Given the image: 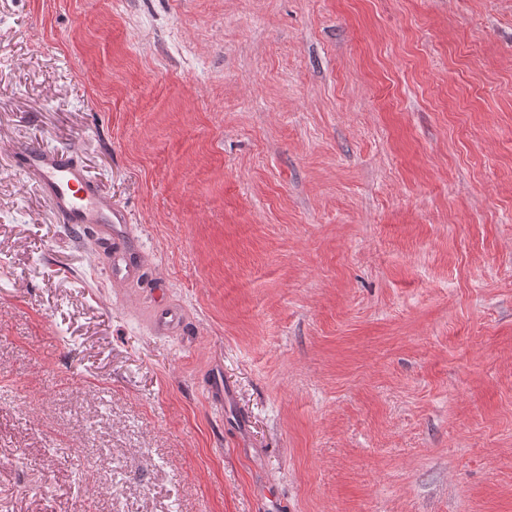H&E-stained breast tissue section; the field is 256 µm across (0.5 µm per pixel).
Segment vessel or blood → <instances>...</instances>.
<instances>
[{"instance_id": "obj_1", "label": "vessel or blood", "mask_w": 512, "mask_h": 512, "mask_svg": "<svg viewBox=\"0 0 512 512\" xmlns=\"http://www.w3.org/2000/svg\"><path fill=\"white\" fill-rule=\"evenodd\" d=\"M15 160L35 179L63 223L93 230L103 224L126 223V215L113 208L111 198L87 178L76 154L34 148L20 151Z\"/></svg>"}]
</instances>
